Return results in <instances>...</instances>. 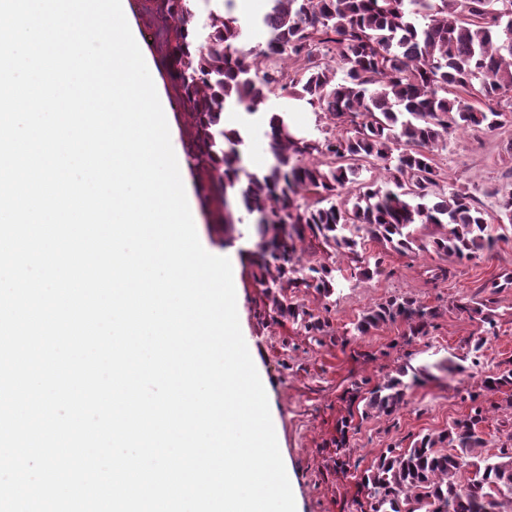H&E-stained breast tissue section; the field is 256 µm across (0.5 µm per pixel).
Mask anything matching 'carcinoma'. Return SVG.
Listing matches in <instances>:
<instances>
[{
  "label": "carcinoma",
  "mask_w": 512,
  "mask_h": 512,
  "mask_svg": "<svg viewBox=\"0 0 512 512\" xmlns=\"http://www.w3.org/2000/svg\"><path fill=\"white\" fill-rule=\"evenodd\" d=\"M193 2L155 3L175 21L166 38L175 97L194 119L188 137L195 167L216 208L226 209L232 196L255 217L258 234L271 226L280 231L256 260L273 313L309 336L328 327V318L288 301L281 289L334 293L332 270L294 261V241L307 233L347 255L363 276L381 272L380 258L359 251L365 240L410 251L419 224L436 227L430 244L447 258L478 259L507 240L466 191L440 187L434 151L460 129L501 125V103L512 102V0H270L262 19L269 38L260 48L242 45L234 0L210 12L208 37L200 38ZM276 88L329 115L340 132L321 140L286 135L289 124L275 113L265 130L274 163L251 174L242 165L243 131L225 128L224 112L241 107L253 114ZM365 163L383 164L389 179L342 197ZM302 190L315 201L299 203ZM509 285L511 276L492 282L487 298L452 304L483 324L484 335L469 349L475 356L496 335L493 295ZM438 315L435 307L392 298L363 313L349 334L402 321L410 341L427 335ZM406 375L402 366L373 386L368 379L354 383L362 415H389L404 403ZM483 385L492 394L511 387L512 359ZM497 408L474 405L437 435L386 449L360 475L370 512H512V448L473 461L486 447L481 424Z\"/></svg>",
  "instance_id": "1"
}]
</instances>
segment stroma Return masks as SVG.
<instances>
[{
	"label": "stroma",
	"instance_id": "stroma-1",
	"mask_svg": "<svg viewBox=\"0 0 512 512\" xmlns=\"http://www.w3.org/2000/svg\"><path fill=\"white\" fill-rule=\"evenodd\" d=\"M284 112L306 132L334 134L331 118L317 116L305 102L285 92L269 95L260 112H232L234 125L247 128L246 152L264 154V112ZM447 187L466 190L490 214L512 196V112L490 132L459 130L448 137L438 156ZM234 222L225 236L210 224L197 231L211 247L231 252L236 260L233 279L242 334L255 354L261 380L270 385L268 401L282 458L288 471L297 512H360L366 495L357 478L371 469L389 447L408 448L425 435H437L468 412L469 396L487 402L482 387L486 376L512 357V287L497 294L499 333L481 351L472 374L426 377L424 367L465 356L469 339L480 336L482 324L451 310L453 300L504 274H512V238L482 259L457 262L434 251L399 253L370 241L366 251L383 258V271L361 278L353 263L308 237L295 243L298 265L322 264L341 269L340 288L323 296L311 288H290L288 298L315 314H328L330 326L322 341L307 336L288 318H271L269 300L259 271L251 259L258 238L254 219L234 210ZM444 267L448 277L434 281L433 269ZM411 296L442 309L428 335L405 344L404 323L388 324L342 343L341 338L367 308L392 296ZM407 366L414 374L405 401L391 416L362 417V404L351 385L368 378L380 382ZM352 417L349 432L351 466H336V439L341 421Z\"/></svg>",
	"mask_w": 512,
	"mask_h": 512
}]
</instances>
